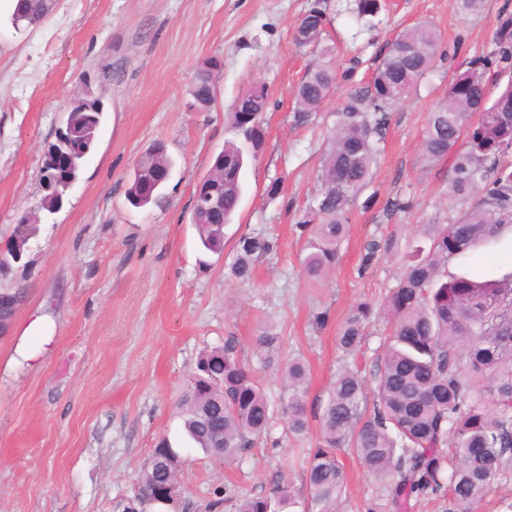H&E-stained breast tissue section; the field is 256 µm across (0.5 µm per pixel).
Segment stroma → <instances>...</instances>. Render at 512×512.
<instances>
[{"label": "stroma", "instance_id": "35a3bbf8", "mask_svg": "<svg viewBox=\"0 0 512 512\" xmlns=\"http://www.w3.org/2000/svg\"><path fill=\"white\" fill-rule=\"evenodd\" d=\"M312 0H59L44 24L18 32L0 0V245L42 195L40 169L68 102L82 90L100 96L105 121L63 208L43 218L24 260L0 275V288L24 293L8 337L0 339V512H121L122 500L158 440L181 461L189 512H205L217 490L262 494L276 481L303 485L300 448L318 437V415L343 366L371 379L388 332L383 315L351 356L336 346L349 308L381 307L401 255L422 225L448 224V164L427 159L428 117L469 61L494 48L512 0H482L460 14L454 0H323V39L336 88L306 125L294 123L295 89L320 56L294 32ZM429 24L439 35L436 64L388 110L379 143L372 205L356 200L339 259L321 280L303 273L306 232L299 226L317 194V169L338 112L365 90L403 30ZM222 61L216 104L188 108L194 71ZM270 106L264 139L245 171L239 213L225 228L223 255L203 253L191 222L192 193L225 142L239 141L228 114L254 82ZM164 143L172 160L157 200L132 206L126 190L137 159ZM279 182L280 193L267 187ZM405 200L408 211L388 202ZM256 232L274 248L252 280L228 277L236 238ZM393 243L370 267V242ZM325 313L316 328L313 317ZM282 338L280 360L258 365L264 329ZM234 340L241 361L271 400L282 393L285 361L310 368L309 434L298 441L276 428L242 460L211 457L188 439L179 400L199 353ZM343 512H390L380 481L342 450Z\"/></svg>", "mask_w": 512, "mask_h": 512}]
</instances>
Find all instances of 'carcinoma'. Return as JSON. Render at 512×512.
Returning a JSON list of instances; mask_svg holds the SVG:
<instances>
[{
  "mask_svg": "<svg viewBox=\"0 0 512 512\" xmlns=\"http://www.w3.org/2000/svg\"><path fill=\"white\" fill-rule=\"evenodd\" d=\"M57 0H18L8 22L34 28L55 11ZM325 13L316 0L301 20L321 42ZM438 37L426 24L403 31L391 44L366 92L352 98L320 157V190L304 250V273L320 280L335 265L345 238L350 203L371 182L377 162L375 134L386 108L397 103L432 67ZM220 61L207 78L193 77L190 99L212 98ZM512 75V32L504 23L489 55L469 62L448 86V96L430 113L423 153L448 160V198L460 204L449 224H425L421 238L403 256L396 285L386 298L390 329L377 359L374 386L346 366L333 380L319 420L318 440L305 457L302 496L274 483L260 495L239 501L238 512H288L310 502L317 512H338L345 482L338 451L352 448L365 471L384 483L395 512L428 492L448 493V512H477L492 487L512 475V272L478 276L451 274L448 262L463 266L472 253L492 245L498 229L512 226V78L495 99L488 95L489 73ZM335 87L327 64L307 71L296 90L295 123H307ZM75 131L102 124L104 104L83 95L65 109ZM478 115L475 122L471 115ZM261 140L224 144L209 175L224 194V206L196 225L204 250L224 252V227L232 223L244 192L246 157H256ZM38 227L18 224L11 242L25 247ZM271 250L260 234L243 233L233 246L229 276L253 277L255 262ZM373 315L368 302L353 305L336 335L346 354L360 350ZM280 337L264 332L255 341L263 365L279 356ZM309 368L297 358L282 367L288 431H309L305 385ZM183 427L204 452L234 461L268 437L275 410L251 369L226 343L207 349L192 368L180 401ZM172 451L161 441L127 498L137 496L142 512H184L186 499L164 496L160 488L179 482L165 465Z\"/></svg>",
  "mask_w": 512,
  "mask_h": 512,
  "instance_id": "cac0c4a2",
  "label": "carcinoma"
}]
</instances>
